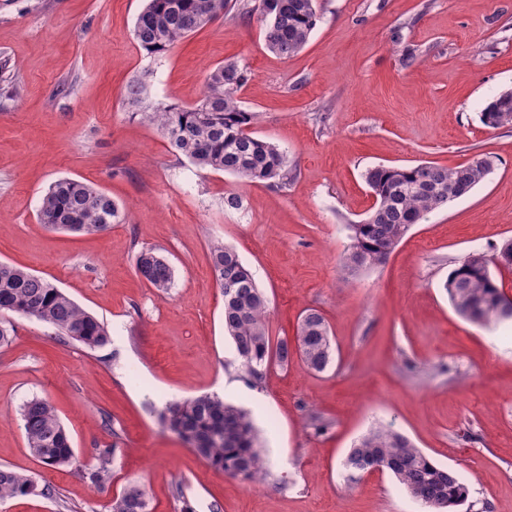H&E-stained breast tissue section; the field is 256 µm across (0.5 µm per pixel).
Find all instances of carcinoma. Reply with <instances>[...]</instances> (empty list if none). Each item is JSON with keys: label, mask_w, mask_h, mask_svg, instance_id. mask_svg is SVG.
I'll list each match as a JSON object with an SVG mask.
<instances>
[{"label": "carcinoma", "mask_w": 512, "mask_h": 512, "mask_svg": "<svg viewBox=\"0 0 512 512\" xmlns=\"http://www.w3.org/2000/svg\"><path fill=\"white\" fill-rule=\"evenodd\" d=\"M231 0H146L135 22L138 46L146 54L161 55L191 33L203 28L202 6L217 17ZM273 12L259 13L266 48L288 58L301 51L319 22L316 0H279ZM248 82V69L227 60L211 69L205 78V92L192 107L146 106L138 115L156 126L170 145L192 164L233 175L243 183L266 182L288 185L293 168L286 153L252 131L255 113L243 108L238 93ZM512 114V94L500 93L481 113L489 129L502 127L498 114ZM483 159L454 168L430 163L404 167L377 166L364 178L376 203L357 224H348L349 244L339 264L355 274L385 264L412 227L411 220L424 219L448 206L485 180L492 162ZM39 223L62 232L93 234L121 222L119 206L95 186L72 178L54 182L43 195ZM212 268L224 296V330L231 338L239 361L241 378L259 386L272 366L288 365L297 353L317 373L332 363L333 341L329 326L316 309L301 314L295 345L288 338L270 335L267 297L253 274L231 247L217 242L211 247ZM137 274L159 292L171 288L174 270L168 260L153 249L135 256ZM457 312L468 320L485 316L503 322L498 305L505 294L489 270L488 259L478 264L467 258L455 268L444 284ZM0 313L35 318L53 327L61 336L76 338L90 349L109 342V331L96 316L83 310L47 278L23 267L0 262ZM21 419L30 453L44 466L66 469L76 464L69 432L52 403L33 398L21 409ZM163 427L175 433L210 466L232 477L262 483L269 472L261 455L257 432L249 414L227 404L218 395H201L173 401L159 413ZM112 449L98 452V465L87 472L89 481L102 486L110 477ZM344 466L355 479L375 467L393 476L399 485L430 512H451L469 497V488L458 474L437 464L413 442L391 428H373L350 448ZM35 487L32 476L0 466V501L25 496ZM127 512H149L146 490L139 485L124 488Z\"/></svg>", "instance_id": "cac0c4a2"}]
</instances>
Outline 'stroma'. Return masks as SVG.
Here are the masks:
<instances>
[{
	"label": "stroma",
	"instance_id": "1",
	"mask_svg": "<svg viewBox=\"0 0 512 512\" xmlns=\"http://www.w3.org/2000/svg\"><path fill=\"white\" fill-rule=\"evenodd\" d=\"M143 0H0V56L16 95H0V261L52 281L103 321L110 341L90 349L12 314L0 347V466L31 474L32 494L0 512H109L126 486L150 512H423L388 474L348 482L354 439L386 425L408 436L470 489L459 512H512V321L460 316L444 283L468 256L512 297V266L495 263L512 239V125L480 115L512 88V0H317L308 43L282 58L257 17L238 10L147 55L133 33ZM245 65L240 93L254 132L284 151L286 187L243 184L201 170L140 120L126 97L145 80V104L191 106L206 73ZM488 156L486 179L414 225L386 263L354 276L339 259L347 225L372 206L377 165L454 168ZM61 178L94 185L122 223L74 235L37 219ZM239 193L242 206L224 207ZM233 246L269 299L273 336L293 337L308 308L325 317L335 360L317 373L300 358L253 388L224 334L213 242ZM152 248L174 270L168 293L135 272ZM445 367L433 379L425 371ZM222 395L251 412L269 479L254 484L208 465L157 413L175 399ZM48 398L68 430L74 467L51 469L25 443L21 408ZM329 421L321 434L310 414ZM113 448L104 487L86 477Z\"/></svg>",
	"mask_w": 512,
	"mask_h": 512
}]
</instances>
